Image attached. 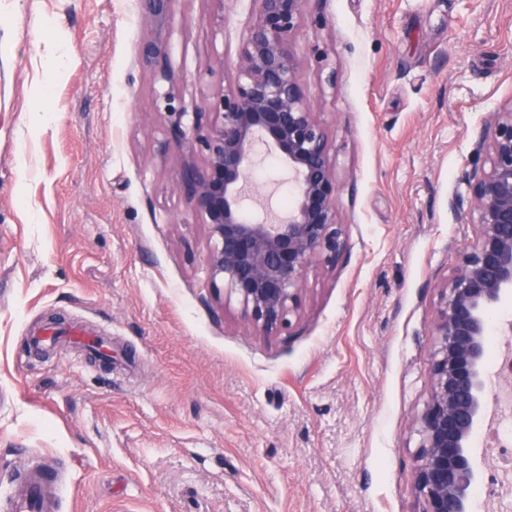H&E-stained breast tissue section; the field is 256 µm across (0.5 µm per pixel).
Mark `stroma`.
<instances>
[{
	"instance_id": "1",
	"label": "stroma",
	"mask_w": 512,
	"mask_h": 512,
	"mask_svg": "<svg viewBox=\"0 0 512 512\" xmlns=\"http://www.w3.org/2000/svg\"><path fill=\"white\" fill-rule=\"evenodd\" d=\"M257 9L224 0L219 29L209 0H176L162 36L188 110L229 86ZM144 33L137 0L0 15V512L47 460L58 512H423L439 285L473 237L477 133L512 100V0H310L293 52L347 246L278 336L211 285ZM250 182L291 195L273 156ZM72 323L111 362L33 348Z\"/></svg>"
}]
</instances>
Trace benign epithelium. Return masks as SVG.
I'll return each mask as SVG.
<instances>
[{
  "label": "benign epithelium",
  "mask_w": 512,
  "mask_h": 512,
  "mask_svg": "<svg viewBox=\"0 0 512 512\" xmlns=\"http://www.w3.org/2000/svg\"><path fill=\"white\" fill-rule=\"evenodd\" d=\"M138 2L146 21L143 61L155 67L157 81L169 83L161 34L176 0ZM255 2L256 18L239 45L230 89L215 92L205 112L188 111L170 88L157 100L175 141L188 148L190 158L173 181L207 228L212 286L236 299L245 325L275 336L299 314L308 266L316 260L335 264L346 242L331 146L305 99L292 50L311 0ZM260 144L288 169L293 189L286 216L275 221L245 206L255 197L250 172ZM475 150L483 164L465 174L475 233L440 285L433 386L418 419L416 488L424 512H468L478 478L468 447L489 404L482 371L488 322L512 298V101L482 127Z\"/></svg>",
  "instance_id": "obj_1"
}]
</instances>
